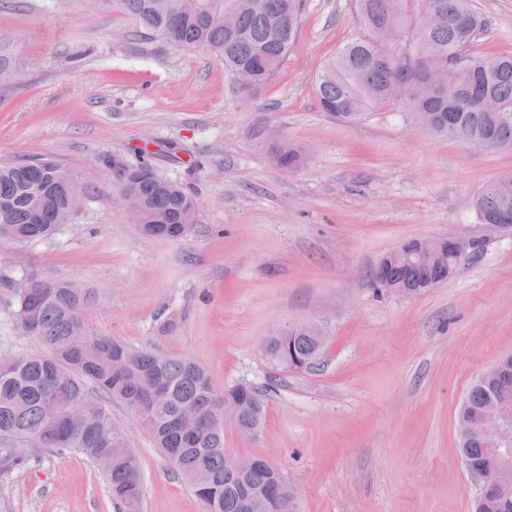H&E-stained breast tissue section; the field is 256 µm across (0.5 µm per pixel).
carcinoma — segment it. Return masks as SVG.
Masks as SVG:
<instances>
[{"label":"carcinoma","mask_w":512,"mask_h":512,"mask_svg":"<svg viewBox=\"0 0 512 512\" xmlns=\"http://www.w3.org/2000/svg\"><path fill=\"white\" fill-rule=\"evenodd\" d=\"M196 13L182 10L181 0H101V9L116 5L152 39L177 51H209L224 68L256 69L254 88L265 85L288 60L301 24L306 0H199ZM411 0H357L362 35L343 45L316 75L319 106L349 125L362 122L377 105L392 101L394 81L408 84L406 94L415 124L437 137L462 131L467 143L486 148L512 147V55L487 57L471 52L486 26L470 0H425L443 15L426 24L411 18ZM236 17V29L224 31V12ZM304 150L283 146L274 163L293 169ZM42 157L0 164V239L46 238L50 224H32L41 208L66 224L71 192L84 191L79 178L56 186L53 167ZM131 185L145 201L137 217L151 237L179 240L195 223L193 198L179 183L161 180L147 164L138 167ZM473 208L483 224H512V175L481 188ZM383 282L397 295L413 297L428 290L436 268L425 260H407L392 249L382 257ZM18 328L42 342L47 353L0 357V472L24 462L10 448L32 437L46 448L75 449L101 466L119 512H140L142 483L138 463L130 459L131 442L112 418L109 404L118 402L133 413L181 478L204 504L205 512H243L249 491L270 490L283 483L281 473L260 459L239 479L233 478L224 455V405L249 408L244 425L260 426L263 403L250 386L217 390L207 372L184 356H163L131 348L95 332L87 313L93 293L87 288L27 274L16 288ZM323 330L305 321L292 333L267 337L265 353L287 369L307 370L323 349ZM512 403V365L494 381L476 380L458 412L463 464L496 465L493 450L478 430L486 410ZM473 512H512L493 489L475 501Z\"/></svg>","instance_id":"carcinoma-1"}]
</instances>
